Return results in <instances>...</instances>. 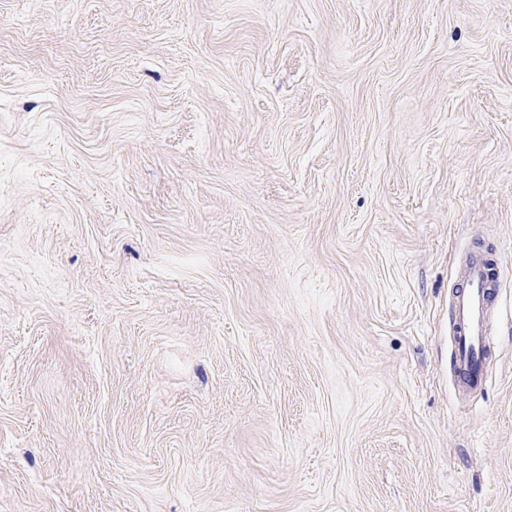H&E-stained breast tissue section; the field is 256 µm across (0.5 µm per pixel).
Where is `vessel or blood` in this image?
<instances>
[{
	"instance_id": "b4317fda",
	"label": "vessel or blood",
	"mask_w": 512,
	"mask_h": 512,
	"mask_svg": "<svg viewBox=\"0 0 512 512\" xmlns=\"http://www.w3.org/2000/svg\"><path fill=\"white\" fill-rule=\"evenodd\" d=\"M499 288L494 261L483 250H467L450 301L452 375L460 388H479L487 380L484 366L491 349L488 314Z\"/></svg>"
}]
</instances>
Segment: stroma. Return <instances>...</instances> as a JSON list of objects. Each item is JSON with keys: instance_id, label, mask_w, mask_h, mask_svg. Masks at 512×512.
<instances>
[{"instance_id": "35a3bbf8", "label": "stroma", "mask_w": 512, "mask_h": 512, "mask_svg": "<svg viewBox=\"0 0 512 512\" xmlns=\"http://www.w3.org/2000/svg\"><path fill=\"white\" fill-rule=\"evenodd\" d=\"M0 512H512V0H0ZM495 263L478 248L464 253L459 283L452 294V375L459 388H481L490 353L488 314L499 296V275Z\"/></svg>"}]
</instances>
